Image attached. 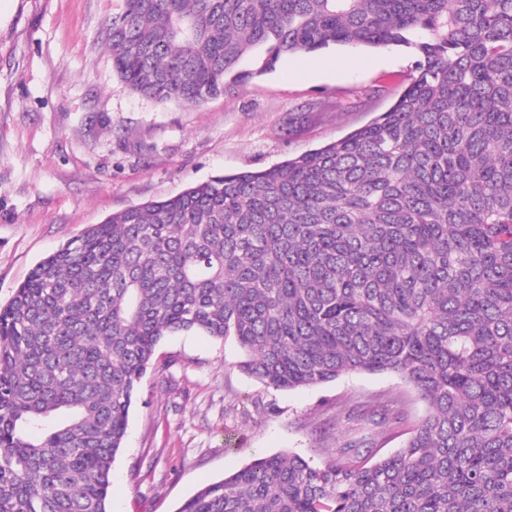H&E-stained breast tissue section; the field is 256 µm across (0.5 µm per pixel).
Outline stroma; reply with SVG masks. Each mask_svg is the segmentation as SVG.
<instances>
[{
    "instance_id": "35a3bbf8",
    "label": "stroma",
    "mask_w": 512,
    "mask_h": 512,
    "mask_svg": "<svg viewBox=\"0 0 512 512\" xmlns=\"http://www.w3.org/2000/svg\"><path fill=\"white\" fill-rule=\"evenodd\" d=\"M119 0H0V303L34 266L112 213L211 176L263 169L335 141L408 84L402 47H336L283 59L201 106L132 95L102 45ZM234 338L166 337L141 379L113 467L110 512H176L255 458L321 463L364 421L369 399L402 397L407 423L376 430L400 448L425 406L392 374L274 390L238 368Z\"/></svg>"
}]
</instances>
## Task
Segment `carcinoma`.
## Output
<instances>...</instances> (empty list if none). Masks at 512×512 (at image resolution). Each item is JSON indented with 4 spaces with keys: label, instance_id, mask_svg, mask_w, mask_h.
<instances>
[{
    "label": "carcinoma",
    "instance_id": "1",
    "mask_svg": "<svg viewBox=\"0 0 512 512\" xmlns=\"http://www.w3.org/2000/svg\"><path fill=\"white\" fill-rule=\"evenodd\" d=\"M112 68L199 106L291 54L404 46L391 107L270 167L130 206L0 305V512H109L135 392L164 337H234L275 389L400 377L425 412L372 460L262 456L176 512H512V0H121Z\"/></svg>",
    "mask_w": 512,
    "mask_h": 512
}]
</instances>
